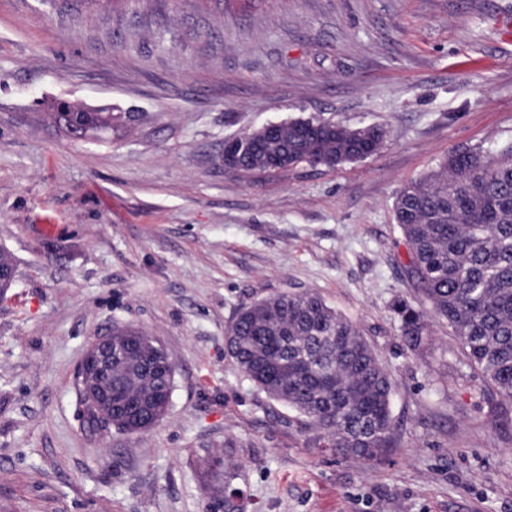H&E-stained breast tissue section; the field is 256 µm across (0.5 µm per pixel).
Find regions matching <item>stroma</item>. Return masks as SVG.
Returning a JSON list of instances; mask_svg holds the SVG:
<instances>
[{"instance_id":"obj_1","label":"stroma","mask_w":512,"mask_h":512,"mask_svg":"<svg viewBox=\"0 0 512 512\" xmlns=\"http://www.w3.org/2000/svg\"><path fill=\"white\" fill-rule=\"evenodd\" d=\"M79 101L123 122L71 141ZM296 119L387 137L374 156L276 176L224 168L226 140ZM512 144V0H0V512H221L207 463L238 467L244 512H512V399L417 300L393 202L466 148ZM309 290L388 370L397 448L314 445L224 350L253 299ZM130 324L175 364L166 416L85 433L88 340ZM232 453H225V439ZM398 317L400 331L411 350L416 351L424 344L425 336H429V314L426 310L416 307L405 297H398L391 305Z\"/></svg>"}]
</instances>
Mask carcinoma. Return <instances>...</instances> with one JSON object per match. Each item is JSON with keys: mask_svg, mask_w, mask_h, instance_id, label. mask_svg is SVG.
<instances>
[{"mask_svg": "<svg viewBox=\"0 0 512 512\" xmlns=\"http://www.w3.org/2000/svg\"><path fill=\"white\" fill-rule=\"evenodd\" d=\"M384 138L378 126L298 120L280 126L277 144L268 148L253 134L236 138L231 170L286 172L290 158L334 169L373 156ZM393 208L408 279L430 305L427 312L405 297L393 301L405 342L420 349L434 314L458 336L468 364L512 398V146L449 154L405 184ZM112 333L124 340L114 347L119 409L112 428L142 434L171 403L172 364L147 336L148 358L163 373L142 378L140 360L127 354L125 342L146 332L123 325ZM224 342L240 376L301 415L318 444L364 461L395 447L391 378L356 326L319 295L283 291L255 300L236 312ZM210 478L224 489V512H243L233 498L239 472L213 468Z\"/></svg>", "mask_w": 512, "mask_h": 512, "instance_id": "1", "label": "carcinoma"}]
</instances>
